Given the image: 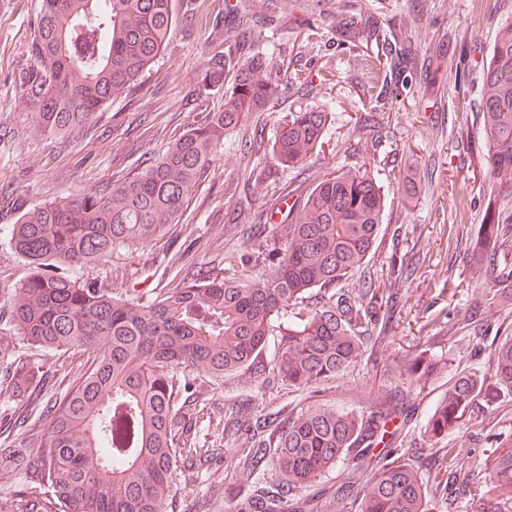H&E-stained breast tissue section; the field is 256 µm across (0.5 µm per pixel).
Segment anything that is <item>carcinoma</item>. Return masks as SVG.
<instances>
[{"label":"carcinoma","mask_w":512,"mask_h":512,"mask_svg":"<svg viewBox=\"0 0 512 512\" xmlns=\"http://www.w3.org/2000/svg\"><path fill=\"white\" fill-rule=\"evenodd\" d=\"M172 0H39L33 65L21 77L35 131L63 138L92 121L112 97L139 86L175 24ZM349 45L381 46L363 60L361 91L373 112L407 90L414 66L400 39L376 18L343 17ZM251 28L234 43L235 57L214 59L209 83L232 71L224 108L206 114L158 158L101 188L25 210L5 237L32 265L4 300L18 338L39 351L89 353L90 364L55 398L35 454L14 448L0 458L14 469L38 470L32 494L43 512H175L177 483L194 485L208 465L224 460V512H328L349 501L354 512H451L452 488L471 492L488 478L512 481V446L493 455L488 472L448 471V449L382 448L406 424L408 394L396 386L362 414L323 403L269 409L278 388L324 394L347 369L387 337L370 328L396 317L395 288L336 285L359 271L383 224L385 192L367 167L336 169L288 206L291 222L259 276L208 274L161 288L151 299L114 296L84 278L128 243L147 244L177 224L206 176L224 136L272 99L279 72L258 74L267 59L245 52ZM480 134L486 147L488 201L479 245L490 258L499 302L512 305V13L502 22L482 65ZM332 113L291 112L273 154L301 167L327 143ZM279 336L277 355L262 352ZM435 363L412 346L407 372ZM213 385L247 372L258 394L224 404L214 438L196 429L194 373ZM512 395V336L492 353V374H459L427 423L436 442L464 414L479 425V400ZM344 462L341 478L317 477Z\"/></svg>","instance_id":"obj_1"}]
</instances>
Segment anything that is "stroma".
<instances>
[{
	"mask_svg": "<svg viewBox=\"0 0 512 512\" xmlns=\"http://www.w3.org/2000/svg\"><path fill=\"white\" fill-rule=\"evenodd\" d=\"M175 28L164 49L132 93L113 97L92 121L65 141L37 135L33 110L20 82L33 63L31 38L39 0H0V227L22 211L75 190L96 188L134 171L161 155L169 143L224 104L223 86H204L212 58L236 38L238 16L269 19L256 33L253 52L270 67L286 72L280 94L266 111L226 135L224 150L189 201L182 220L167 236L149 245L119 249L92 275L101 287L130 298H149L177 277L202 269L225 276L254 274L263 268L259 254L272 247L274 228L286 221L284 197L309 191L341 166L373 163L388 155L380 172L389 185L386 222L377 250L363 272L343 279L357 288L364 275L386 280L391 265L410 258L413 246L427 256L405 282L399 307L402 325L388 338L373 365H360L336 382L330 405L362 410L382 390L408 379L405 359L416 331L425 326L434 370L410 379L408 422L397 435L405 448L422 446L436 403L459 371L486 372L490 355L512 335V312L489 304L484 285L458 286L448 280L450 264L484 267L476 245L488 189L480 171L482 142H458L461 123H476L481 104L479 75L456 82L449 65L471 52L488 55L495 32L512 0H172ZM386 13L403 26L406 50L416 58L409 94L400 97L379 125L363 128L360 113L371 105L359 90L358 64L373 54L370 46L352 48L336 39L342 15ZM329 105L335 121L322 152L308 158L303 171L277 166L271 144L280 118L291 112ZM263 179H252L255 171ZM472 239L471 248L449 250L454 237ZM87 359L63 356L22 343L7 316L0 314V448H27L44 429L50 399L64 392ZM38 363L48 372L47 387L15 381V366ZM257 384L239 373L221 388L201 386L204 400L198 422L223 415L225 400L252 393ZM512 442V425L482 428L465 424L449 434L445 446L452 468L480 470L489 449ZM35 472L0 467V512H33L29 488Z\"/></svg>",
	"mask_w": 512,
	"mask_h": 512,
	"instance_id": "35a3bbf8",
	"label": "stroma"
}]
</instances>
